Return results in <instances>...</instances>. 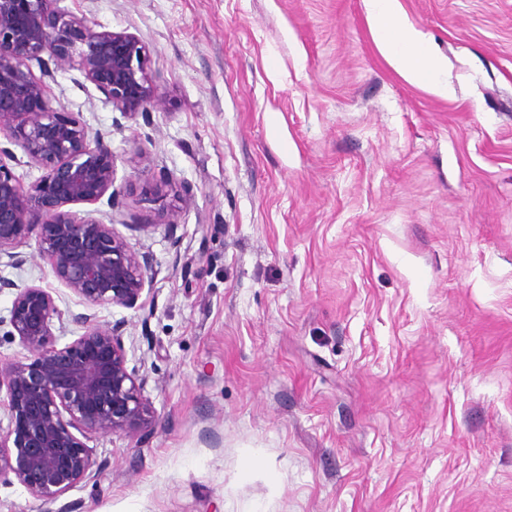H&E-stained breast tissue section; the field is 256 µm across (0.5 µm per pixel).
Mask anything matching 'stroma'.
<instances>
[{
  "label": "stroma",
  "mask_w": 512,
  "mask_h": 512,
  "mask_svg": "<svg viewBox=\"0 0 512 512\" xmlns=\"http://www.w3.org/2000/svg\"><path fill=\"white\" fill-rule=\"evenodd\" d=\"M455 95L404 80L363 0H64L151 50L164 104L47 79L114 160L115 205L69 204L149 255L120 325L154 419L103 469L0 512H512V0H402ZM190 187L152 201L148 179ZM177 226L168 238L160 219ZM0 265L85 307L35 244Z\"/></svg>",
  "instance_id": "obj_1"
}]
</instances>
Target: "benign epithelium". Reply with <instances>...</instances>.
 Wrapping results in <instances>:
<instances>
[{
	"label": "benign epithelium",
	"mask_w": 512,
	"mask_h": 512,
	"mask_svg": "<svg viewBox=\"0 0 512 512\" xmlns=\"http://www.w3.org/2000/svg\"><path fill=\"white\" fill-rule=\"evenodd\" d=\"M61 2L0 0V137L43 170L23 184L1 160L13 153L0 146V260L23 262L16 249L33 238L53 276L86 307L135 308L149 279V256L114 225L64 209L105 196L114 204V162L80 117L46 104L44 78L52 70L45 58L80 71L121 112H148L163 99L145 44L97 31ZM153 192L190 200L188 189L169 181L154 184ZM5 288L15 290L10 335L27 355L0 362V408L8 418L0 426V483L15 481L34 499L53 501L100 474L88 441L110 432L139 437L153 410L141 379L128 369L120 326L75 315L84 331L60 347L52 327L62 312L52 292L0 278Z\"/></svg>",
	"instance_id": "obj_1"
}]
</instances>
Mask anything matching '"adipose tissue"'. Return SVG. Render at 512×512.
<instances>
[{"mask_svg": "<svg viewBox=\"0 0 512 512\" xmlns=\"http://www.w3.org/2000/svg\"><path fill=\"white\" fill-rule=\"evenodd\" d=\"M363 4L374 40L388 64L405 80L451 98L454 89L448 81L447 59L409 20L401 0H363Z\"/></svg>", "mask_w": 512, "mask_h": 512, "instance_id": "obj_1", "label": "adipose tissue"}]
</instances>
